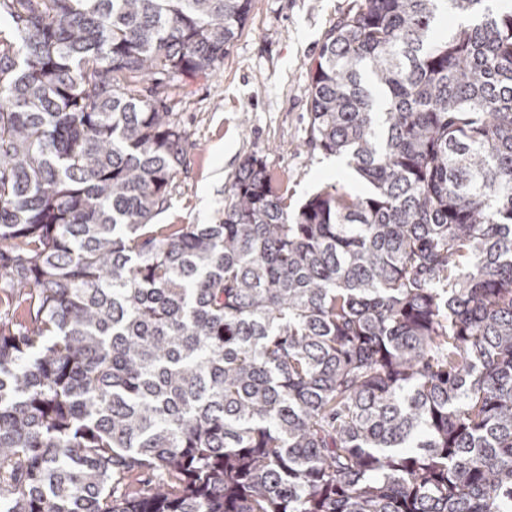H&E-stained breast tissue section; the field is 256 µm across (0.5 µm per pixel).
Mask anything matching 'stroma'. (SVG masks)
<instances>
[{"label":"stroma","mask_w":512,"mask_h":512,"mask_svg":"<svg viewBox=\"0 0 512 512\" xmlns=\"http://www.w3.org/2000/svg\"><path fill=\"white\" fill-rule=\"evenodd\" d=\"M354 0H253L250 19L221 66L168 91L188 135L159 224H214L241 162L261 158L291 208L333 184L360 189L349 167L328 171L309 145L308 85L321 45Z\"/></svg>","instance_id":"1"}]
</instances>
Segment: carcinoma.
I'll return each instance as SVG.
<instances>
[{
    "label": "carcinoma",
    "instance_id": "obj_1",
    "mask_svg": "<svg viewBox=\"0 0 512 512\" xmlns=\"http://www.w3.org/2000/svg\"><path fill=\"white\" fill-rule=\"evenodd\" d=\"M252 3L0 0V508L512 512V10L357 0L309 127L364 189L154 224Z\"/></svg>",
    "mask_w": 512,
    "mask_h": 512
}]
</instances>
